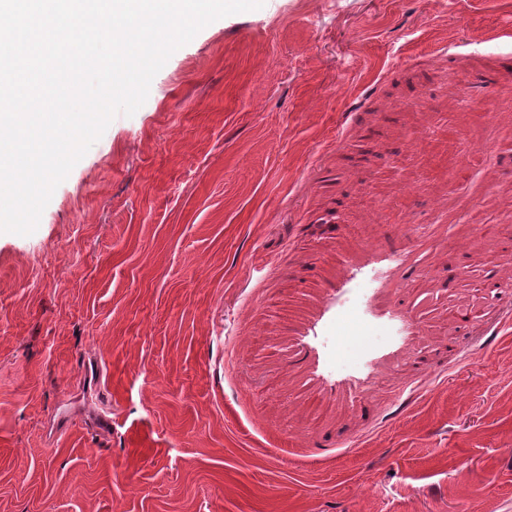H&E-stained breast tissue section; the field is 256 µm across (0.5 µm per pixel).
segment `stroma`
<instances>
[{"label":"stroma","mask_w":512,"mask_h":512,"mask_svg":"<svg viewBox=\"0 0 512 512\" xmlns=\"http://www.w3.org/2000/svg\"><path fill=\"white\" fill-rule=\"evenodd\" d=\"M495 30L512 0H266L177 49L0 233V512H512V294L372 394L314 319L392 244L460 294L472 227H512ZM388 291L365 316L397 362Z\"/></svg>","instance_id":"1"}]
</instances>
